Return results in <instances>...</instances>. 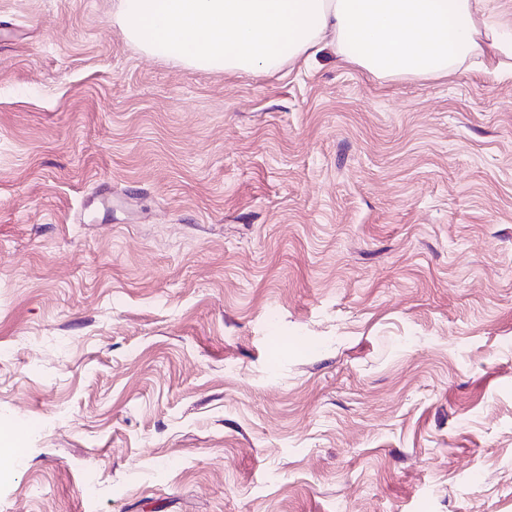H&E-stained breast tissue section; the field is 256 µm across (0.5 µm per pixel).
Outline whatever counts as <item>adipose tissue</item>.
<instances>
[{
	"label": "adipose tissue",
	"instance_id": "1",
	"mask_svg": "<svg viewBox=\"0 0 512 512\" xmlns=\"http://www.w3.org/2000/svg\"><path fill=\"white\" fill-rule=\"evenodd\" d=\"M115 21L147 54L233 74L276 72L320 46L382 80L512 70L499 0H120Z\"/></svg>",
	"mask_w": 512,
	"mask_h": 512
}]
</instances>
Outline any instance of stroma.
<instances>
[{
    "instance_id": "1",
    "label": "stroma",
    "mask_w": 512,
    "mask_h": 512,
    "mask_svg": "<svg viewBox=\"0 0 512 512\" xmlns=\"http://www.w3.org/2000/svg\"><path fill=\"white\" fill-rule=\"evenodd\" d=\"M117 9L0 0V512H512V72Z\"/></svg>"
}]
</instances>
